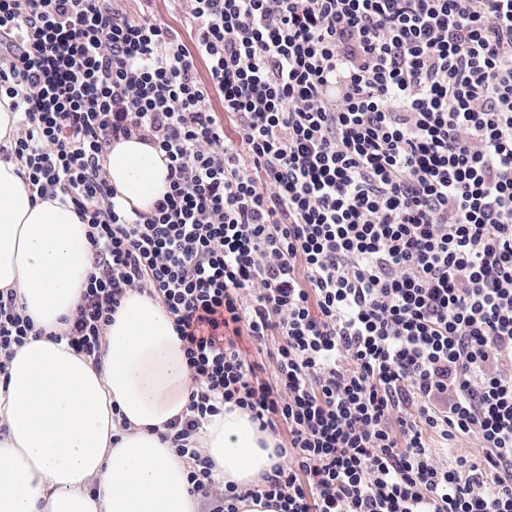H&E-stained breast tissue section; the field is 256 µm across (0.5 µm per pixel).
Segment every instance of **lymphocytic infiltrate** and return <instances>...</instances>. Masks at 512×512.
<instances>
[{"label": "lymphocytic infiltrate", "mask_w": 512, "mask_h": 512, "mask_svg": "<svg viewBox=\"0 0 512 512\" xmlns=\"http://www.w3.org/2000/svg\"><path fill=\"white\" fill-rule=\"evenodd\" d=\"M118 2L0 0V159L89 226L70 346L164 304L211 512H512V0H187L178 30ZM132 137L167 164L148 213L107 178ZM34 330L0 290V355ZM234 408L282 459L245 492L195 446Z\"/></svg>", "instance_id": "1"}]
</instances>
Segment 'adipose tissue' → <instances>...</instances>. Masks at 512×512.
Returning a JSON list of instances; mask_svg holds the SVG:
<instances>
[{
    "instance_id": "1",
    "label": "adipose tissue",
    "mask_w": 512,
    "mask_h": 512,
    "mask_svg": "<svg viewBox=\"0 0 512 512\" xmlns=\"http://www.w3.org/2000/svg\"><path fill=\"white\" fill-rule=\"evenodd\" d=\"M118 203L152 211L169 190L155 147L114 143L106 162ZM20 163L0 160V290L39 328L0 360V512H198L187 465L168 440L191 381L165 306L131 291L97 358L64 333L89 269L88 227L73 208L32 200ZM248 414L212 417L197 438L223 483L245 491L279 458Z\"/></svg>"
}]
</instances>
